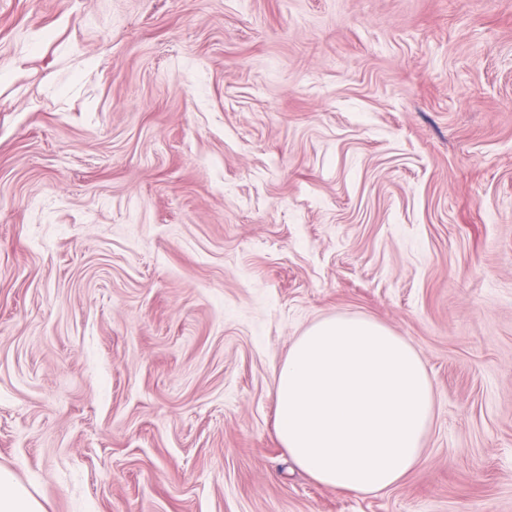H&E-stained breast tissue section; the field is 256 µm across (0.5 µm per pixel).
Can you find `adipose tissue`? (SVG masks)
Here are the masks:
<instances>
[{
  "instance_id": "obj_1",
  "label": "adipose tissue",
  "mask_w": 512,
  "mask_h": 512,
  "mask_svg": "<svg viewBox=\"0 0 512 512\" xmlns=\"http://www.w3.org/2000/svg\"><path fill=\"white\" fill-rule=\"evenodd\" d=\"M278 439L319 484L377 493L417 467L434 389L414 346L384 325L336 315L298 336L275 370Z\"/></svg>"
}]
</instances>
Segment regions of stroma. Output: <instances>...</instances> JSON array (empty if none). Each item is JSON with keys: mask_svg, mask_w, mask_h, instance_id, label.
Segmentation results:
<instances>
[{"mask_svg": "<svg viewBox=\"0 0 512 512\" xmlns=\"http://www.w3.org/2000/svg\"><path fill=\"white\" fill-rule=\"evenodd\" d=\"M435 393L419 465L275 431L311 324ZM44 512H512V0H0V468Z\"/></svg>", "mask_w": 512, "mask_h": 512, "instance_id": "35a3bbf8", "label": "stroma"}]
</instances>
